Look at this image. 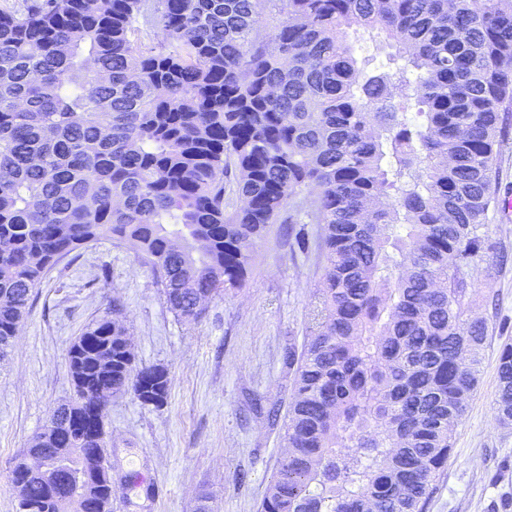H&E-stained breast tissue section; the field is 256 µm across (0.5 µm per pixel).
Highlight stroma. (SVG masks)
I'll use <instances>...</instances> for the list:
<instances>
[{"label":"stroma","instance_id":"1","mask_svg":"<svg viewBox=\"0 0 512 512\" xmlns=\"http://www.w3.org/2000/svg\"><path fill=\"white\" fill-rule=\"evenodd\" d=\"M492 253L471 270V307L486 318L479 387L426 512H512V425L496 420L497 357L512 342V220L490 213ZM326 260L320 227L270 225L253 251L247 284L211 299L202 318L178 319L145 262L103 238L48 270L13 346L0 359V512H17L12 471L50 412L73 389L66 354L88 324L120 300L140 365L165 366L164 406L114 395L107 426L112 512H259L284 451L293 394L288 353L313 326ZM153 497H146L144 486Z\"/></svg>","mask_w":512,"mask_h":512}]
</instances>
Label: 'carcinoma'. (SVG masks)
Masks as SVG:
<instances>
[{"label":"carcinoma","mask_w":512,"mask_h":512,"mask_svg":"<svg viewBox=\"0 0 512 512\" xmlns=\"http://www.w3.org/2000/svg\"><path fill=\"white\" fill-rule=\"evenodd\" d=\"M363 30L394 49L360 57ZM512 0H22L0 9V354L60 257L104 237L169 309L245 282L291 201L322 225L315 327L261 512H425L477 390L489 249L512 133ZM123 305L70 345L71 401L13 468L17 498L69 512L25 459H106L109 399L167 402ZM495 411L512 422V343Z\"/></svg>","instance_id":"1"}]
</instances>
